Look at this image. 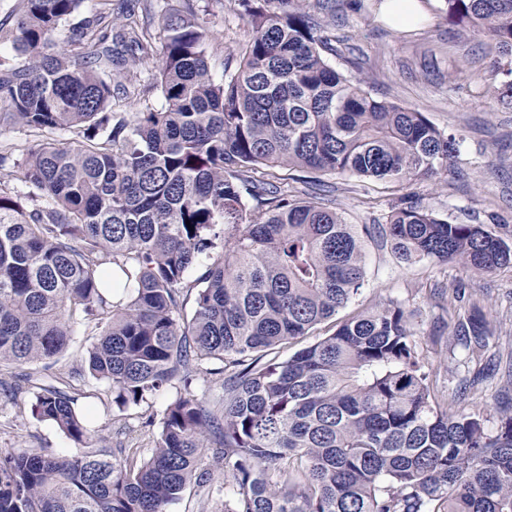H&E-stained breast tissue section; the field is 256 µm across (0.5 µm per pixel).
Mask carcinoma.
Returning <instances> with one entry per match:
<instances>
[{
    "mask_svg": "<svg viewBox=\"0 0 512 512\" xmlns=\"http://www.w3.org/2000/svg\"><path fill=\"white\" fill-rule=\"evenodd\" d=\"M82 2L19 0L13 27L0 23L21 57L0 62V127L77 137L20 159L0 144V167L12 163L35 201L25 209L0 190V365L47 362L86 324L100 329L88 371L118 409L175 380L184 393L142 460L110 448L0 450V512H168L188 483L213 486L207 448L232 478L224 512H512V407L495 434L477 412H448L400 304L262 361L365 283L354 225L271 171L437 179L457 156L455 138L338 72L304 0H235L246 40L227 53L237 64L220 82L198 0L170 12L143 0L145 13L167 12L159 47L126 0H97L68 47L57 46L51 33ZM448 10L467 38L489 37L510 57L472 78L493 85L512 75V0H448ZM158 53L157 71L131 72ZM117 91L142 108L109 112ZM375 229L405 263L460 258L478 273L512 264L511 240L412 196ZM203 256L209 263L187 285ZM492 338L470 299L451 345L464 364L480 363ZM212 359L224 364L217 407L190 391L193 371ZM27 381L5 396L33 392L36 417L76 443L89 439L77 397L40 375Z\"/></svg>",
    "mask_w": 512,
    "mask_h": 512,
    "instance_id": "obj_1",
    "label": "carcinoma"
}]
</instances>
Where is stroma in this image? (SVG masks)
I'll list each match as a JSON object with an SVG mask.
<instances>
[{"instance_id": "1", "label": "stroma", "mask_w": 512, "mask_h": 512, "mask_svg": "<svg viewBox=\"0 0 512 512\" xmlns=\"http://www.w3.org/2000/svg\"><path fill=\"white\" fill-rule=\"evenodd\" d=\"M425 18L415 27L398 30L381 14L382 0H329V33L334 51L328 59L344 74L360 78L373 96L425 112L439 129L455 137L458 153L447 175L439 180L382 182L341 176L325 179L326 191L289 177L293 194L311 201L331 199L346 223H382L392 204L410 195L450 221L506 226L512 232V110L492 103V88L467 79L468 71L490 68L498 61L496 50L462 36L446 11L444 0H422ZM206 22L205 47L215 80L224 77L223 47L244 41V27L235 0H199ZM367 277L361 294L338 313L339 319L400 303L414 314L418 352L430 370L432 389L449 409L465 406L483 414L489 431H497L504 398L498 380L479 382L465 402L455 396L462 373V355L452 351L447 339L458 310L468 307L467 293L481 298L495 336L494 350L512 349V265L489 274H476L464 262L403 265L389 249L366 243ZM461 285L465 296H433L436 284ZM96 331L77 326L68 348L50 366L40 363L0 367V384L14 383L23 373L46 372L52 379L68 380L73 371L86 368L85 359ZM173 385L149 402L117 410L105 382L85 375L80 382L77 407L92 430L88 446L106 444L136 450L145 457L154 447L158 423L167 405L181 392ZM32 394L11 401L0 396V449L45 448L75 455L78 445L53 424L35 419Z\"/></svg>"}]
</instances>
